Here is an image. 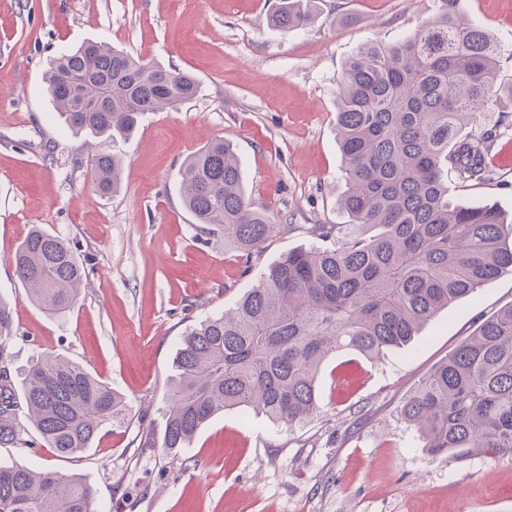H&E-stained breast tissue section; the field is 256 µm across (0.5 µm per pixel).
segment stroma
<instances>
[{
	"label": "stroma",
	"mask_w": 512,
	"mask_h": 512,
	"mask_svg": "<svg viewBox=\"0 0 512 512\" xmlns=\"http://www.w3.org/2000/svg\"><path fill=\"white\" fill-rule=\"evenodd\" d=\"M277 0H0V296L13 309L12 376L51 350L122 393L134 418L105 424L80 457H57L36 432L0 447V463L78 477L101 512H512V453L433 456L401 414L405 399L481 319L512 304L503 275L433 317L406 347L369 361L345 350L318 378L321 412L288 428L247 410L203 426L178 458L144 448L161 437L164 400L186 327L234 305L265 268L308 246L315 224H342L346 175L336 134L345 62L364 43L394 42L435 11L433 0H318L304 30L269 21ZM462 15L501 49L512 78V0H458ZM105 41L146 61L193 73L197 96L153 112L128 141L120 189L98 192L83 142L53 112L50 60ZM512 102L477 116L495 132L492 179L451 195L512 214ZM224 138L235 147L255 207L283 232L254 271L201 233L180 196L188 155ZM79 254L86 285L73 311L31 303L13 265L34 226Z\"/></svg>",
	"instance_id": "stroma-1"
}]
</instances>
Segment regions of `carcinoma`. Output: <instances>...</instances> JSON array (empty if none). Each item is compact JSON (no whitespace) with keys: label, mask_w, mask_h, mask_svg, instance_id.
Listing matches in <instances>:
<instances>
[{"label":"carcinoma","mask_w":512,"mask_h":512,"mask_svg":"<svg viewBox=\"0 0 512 512\" xmlns=\"http://www.w3.org/2000/svg\"><path fill=\"white\" fill-rule=\"evenodd\" d=\"M408 37L373 41L344 66L336 129L346 185V224H315L314 243L264 268L236 305L181 336L160 440L172 456L226 410L250 408L288 427L319 411L317 379L333 353L373 360L412 341L421 327L485 283L512 273V219L493 205L454 203L446 174L462 183L489 173L487 136L468 121L512 99L500 48L463 17L458 0ZM314 0H279L275 27L304 29ZM46 90L77 134L102 194L122 166L110 146L132 137L151 112L196 96V79L88 42L53 60ZM181 199L202 233L251 260L285 229L256 208L230 142L192 153L180 171ZM15 273L42 311L64 316L77 303L85 269L64 239L34 228L14 253ZM12 310L0 298V446L27 443L33 427L48 447L76 458L107 422L125 424V398L83 365L53 352L33 356L17 400L9 346ZM434 456L473 448L512 449V304L488 316L402 406ZM0 512H99L94 488L50 468L0 466Z\"/></svg>","instance_id":"1"}]
</instances>
